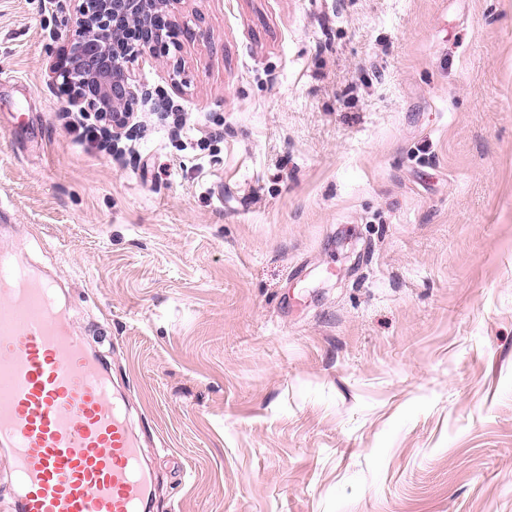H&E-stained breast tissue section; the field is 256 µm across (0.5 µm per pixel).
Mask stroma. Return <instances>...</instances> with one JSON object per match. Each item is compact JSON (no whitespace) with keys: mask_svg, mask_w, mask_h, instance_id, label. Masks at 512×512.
Here are the masks:
<instances>
[{"mask_svg":"<svg viewBox=\"0 0 512 512\" xmlns=\"http://www.w3.org/2000/svg\"><path fill=\"white\" fill-rule=\"evenodd\" d=\"M124 158L0 0V247L61 285L151 512H512V0H182Z\"/></svg>","mask_w":512,"mask_h":512,"instance_id":"1","label":"stroma"}]
</instances>
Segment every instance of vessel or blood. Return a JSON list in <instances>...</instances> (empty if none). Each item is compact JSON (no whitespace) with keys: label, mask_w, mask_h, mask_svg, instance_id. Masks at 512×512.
<instances>
[{"label":"vessel or blood","mask_w":512,"mask_h":512,"mask_svg":"<svg viewBox=\"0 0 512 512\" xmlns=\"http://www.w3.org/2000/svg\"><path fill=\"white\" fill-rule=\"evenodd\" d=\"M57 290L0 256V457L9 512H143L141 445Z\"/></svg>","instance_id":"b4317fda"}]
</instances>
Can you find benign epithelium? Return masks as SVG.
<instances>
[{"mask_svg": "<svg viewBox=\"0 0 512 512\" xmlns=\"http://www.w3.org/2000/svg\"><path fill=\"white\" fill-rule=\"evenodd\" d=\"M70 20L75 34L53 51L50 65L55 93L66 99V114L91 121L100 147L119 152L133 137L140 106L160 115L168 102L135 83L138 58L167 56L178 48L181 29L175 5L181 0H76Z\"/></svg>", "mask_w": 512, "mask_h": 512, "instance_id": "obj_1", "label": "benign epithelium"}]
</instances>
